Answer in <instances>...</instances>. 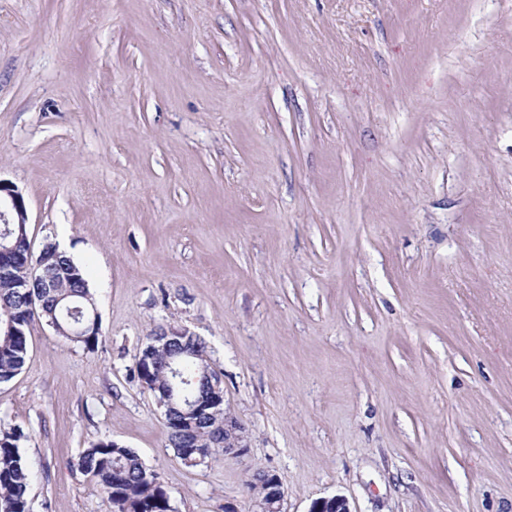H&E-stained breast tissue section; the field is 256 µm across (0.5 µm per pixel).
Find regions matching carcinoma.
Returning a JSON list of instances; mask_svg holds the SVG:
<instances>
[{
  "mask_svg": "<svg viewBox=\"0 0 512 512\" xmlns=\"http://www.w3.org/2000/svg\"><path fill=\"white\" fill-rule=\"evenodd\" d=\"M8 240L30 259L29 228L0 224ZM55 287L39 280L19 282L17 271H0V385L24 368L29 353V326L41 317L65 340L88 351L97 349L101 327L97 307L83 267L54 244ZM210 368L206 343L192 334L178 341L155 342L146 337L136 358L133 377L151 380L150 391L162 410L169 411L168 440L182 461L224 454L223 415L216 410L221 395L206 376ZM22 430L0 429V512H28L31 472L20 453ZM73 466L90 476L117 512H173L170 497L156 472L131 448H114L101 440L84 449Z\"/></svg>",
  "mask_w": 512,
  "mask_h": 512,
  "instance_id": "obj_1",
  "label": "carcinoma"
}]
</instances>
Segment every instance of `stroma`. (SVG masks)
Here are the masks:
<instances>
[{
    "label": "stroma",
    "instance_id": "stroma-1",
    "mask_svg": "<svg viewBox=\"0 0 512 512\" xmlns=\"http://www.w3.org/2000/svg\"><path fill=\"white\" fill-rule=\"evenodd\" d=\"M0 179L83 266L95 351L30 326L0 386L29 512H512V0H0ZM205 341L247 450L177 458L131 370ZM73 466L94 480L117 512H173L156 472L131 448H112V440H101L84 449ZM254 480H257L259 486L254 480H250L248 488L253 492L255 497L263 493V496L256 498L254 501L253 512H282L281 503L284 499V490L282 488L279 478L269 472H256L252 475Z\"/></svg>",
    "mask_w": 512,
    "mask_h": 512
}]
</instances>
